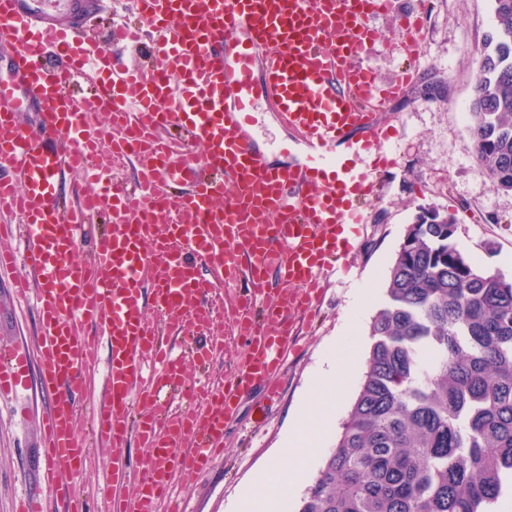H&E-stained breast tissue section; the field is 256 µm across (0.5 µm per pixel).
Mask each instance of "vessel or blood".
Here are the masks:
<instances>
[{
  "label": "vessel or blood",
  "instance_id": "b4317fda",
  "mask_svg": "<svg viewBox=\"0 0 512 512\" xmlns=\"http://www.w3.org/2000/svg\"><path fill=\"white\" fill-rule=\"evenodd\" d=\"M142 25L116 37L149 41L162 66L143 71L85 46L96 0H0V211L15 215L22 251L0 246V269L40 315L36 350L0 347V396L38 388L49 475L81 474L91 450L76 433L77 403L107 344L96 435L112 448L113 472L132 484L112 512H157L175 474L209 468L240 398L275 375L294 346L295 315L317 301L344 247L345 225L364 208L390 165L383 107L402 97L404 74L378 83L362 56L376 34L366 20L387 0H132ZM69 22L59 24L57 12ZM267 97L298 136L300 156L275 167L250 128ZM34 112L32 124L19 113ZM109 114L112 153L131 161L132 189L111 169L71 207L62 171L81 175ZM67 151H59L60 142ZM200 144L203 157L189 151ZM109 214L103 234L90 220ZM205 266L211 279L199 277ZM245 282L236 328L245 346L237 376L204 388L191 408L163 400L183 376L167 330L210 328L207 296ZM160 319L151 322L148 308ZM141 402L150 414L131 420ZM150 450L132 470L131 441Z\"/></svg>",
  "mask_w": 512,
  "mask_h": 512
}]
</instances>
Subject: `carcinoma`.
Instances as JSON below:
<instances>
[{"label":"carcinoma","mask_w":512,"mask_h":512,"mask_svg":"<svg viewBox=\"0 0 512 512\" xmlns=\"http://www.w3.org/2000/svg\"><path fill=\"white\" fill-rule=\"evenodd\" d=\"M470 102L478 169L512 192V0H492ZM443 80L420 95L444 98ZM421 206L369 323L366 367L298 512H497L512 502V278L458 249Z\"/></svg>","instance_id":"1"}]
</instances>
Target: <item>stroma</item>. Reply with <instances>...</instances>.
<instances>
[{
	"label": "stroma",
	"mask_w": 512,
	"mask_h": 512,
	"mask_svg": "<svg viewBox=\"0 0 512 512\" xmlns=\"http://www.w3.org/2000/svg\"><path fill=\"white\" fill-rule=\"evenodd\" d=\"M421 5L427 11L425 27L416 44L409 46L401 20ZM129 7V0H103L99 17L85 28V39L103 54L157 68V61L145 49L126 47L109 36V17L115 13L129 16ZM367 24L379 34L364 58L377 78L390 82L406 72L413 75L407 93L384 114L396 128L388 147L397 164L381 174L383 191L367 203L365 224L357 229L353 244L345 248L335 276L328 279L314 306L312 324L300 337L298 351L284 362L279 396L269 401L256 390L244 397L224 432L223 456L206 472L175 476L174 492L185 500L188 512H230L241 486L280 447L326 348L349 328L366 334L371 313H364L356 322L351 319L355 292L368 286L383 290L404 230L419 206L453 214L458 248L478 267L512 278V193L494 190L478 170L468 133L472 89L486 38L495 26L491 0H389L387 9L370 16ZM432 78L447 83L446 99L420 96L422 84ZM251 132L263 149L269 143L288 144L295 138L280 115L262 101L253 114ZM10 279V274H0V342L35 346L38 316L13 301ZM234 295V289L222 288L209 298L210 306L221 313L213 332L222 337L224 351L208 376H201L188 356L198 337H175L184 376L172 397L173 406L192 404L201 380L217 386L238 370L244 344L234 326ZM22 400L30 406L24 416L16 412L17 400H0V512H13L21 491L37 493L43 488L47 461L40 441L49 401L34 389ZM77 433L93 448V460L84 473L59 476L57 484L83 498L91 512H103V492L120 493L124 486L113 476L112 450L95 438L89 416H81Z\"/></svg>",
	"instance_id": "1"
}]
</instances>
